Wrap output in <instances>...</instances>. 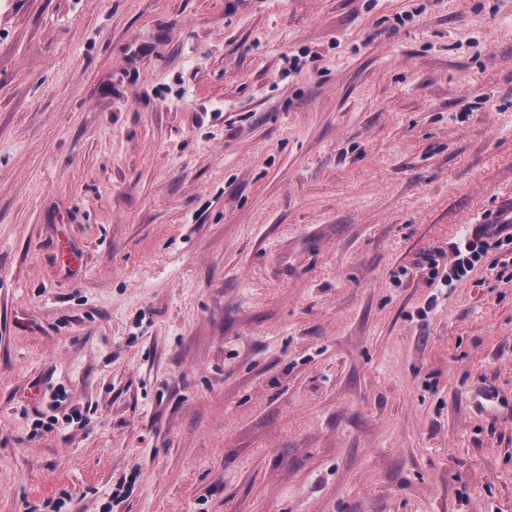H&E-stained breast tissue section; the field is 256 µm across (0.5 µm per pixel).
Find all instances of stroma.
Segmentation results:
<instances>
[{
  "label": "stroma",
  "instance_id": "stroma-1",
  "mask_svg": "<svg viewBox=\"0 0 512 512\" xmlns=\"http://www.w3.org/2000/svg\"><path fill=\"white\" fill-rule=\"evenodd\" d=\"M511 196L512 0H0V512H512ZM489 224L495 226L492 232L488 231V227H486ZM496 224H512V198L497 209L496 216L493 220L472 230L471 233L464 237L459 243H456V259L452 268L455 277L458 279L463 278L472 266L482 259L488 252V246H490L488 240L495 239L494 245L499 249L504 246L512 245V225L509 231L497 228Z\"/></svg>",
  "mask_w": 512,
  "mask_h": 512
}]
</instances>
